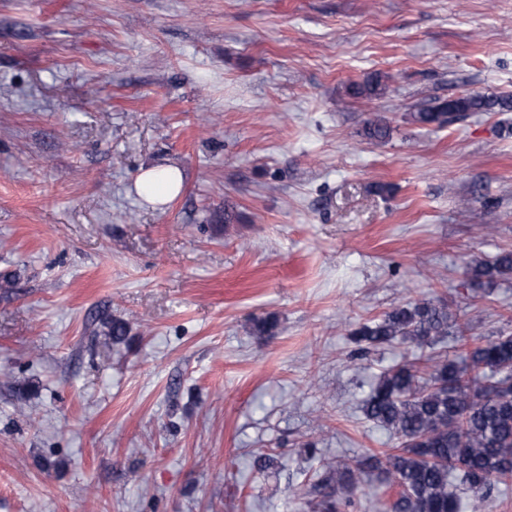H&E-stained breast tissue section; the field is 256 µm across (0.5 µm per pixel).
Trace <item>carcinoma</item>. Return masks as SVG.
<instances>
[{
	"mask_svg": "<svg viewBox=\"0 0 512 512\" xmlns=\"http://www.w3.org/2000/svg\"><path fill=\"white\" fill-rule=\"evenodd\" d=\"M384 90L373 74L349 84L347 94L374 98ZM511 107L508 96L470 92L423 106L408 119L443 127L464 112ZM364 135L384 142L390 127L377 117L366 122ZM467 275L473 286L512 275V250L469 264ZM349 336L360 354L394 342L420 349L383 369L361 405L363 416L398 444L350 463L324 464L306 506L350 512L355 490L368 481L385 489L384 512H481L496 485L512 483V331L482 340L448 305L423 299L360 322ZM448 336L454 337L451 355L443 346Z\"/></svg>",
	"mask_w": 512,
	"mask_h": 512,
	"instance_id": "cac0c4a2",
	"label": "carcinoma"
}]
</instances>
